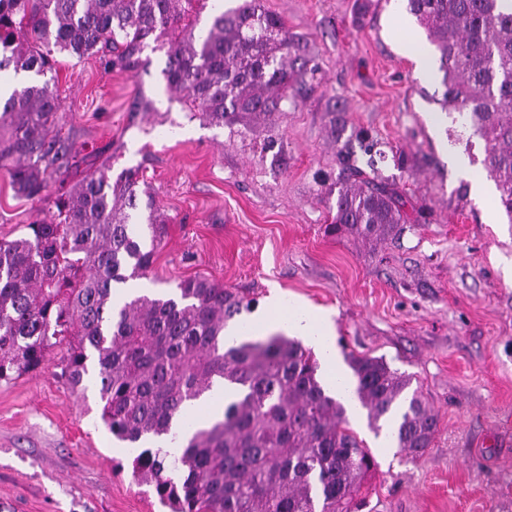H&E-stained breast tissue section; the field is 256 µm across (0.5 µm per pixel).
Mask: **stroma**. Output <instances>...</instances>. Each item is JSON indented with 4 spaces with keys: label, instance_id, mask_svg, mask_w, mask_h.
<instances>
[{
    "label": "stroma",
    "instance_id": "obj_1",
    "mask_svg": "<svg viewBox=\"0 0 512 512\" xmlns=\"http://www.w3.org/2000/svg\"><path fill=\"white\" fill-rule=\"evenodd\" d=\"M399 0H264L310 57L302 97L265 118L218 127L166 89L165 52L138 74L92 57H58L62 132L78 160L137 170L169 221L144 294L207 276L256 298L328 313L339 368L381 357L410 375L437 418L415 456L381 447L364 419L351 428L376 467L361 496L370 512H512V220L483 204L447 151L485 143L440 113V79L423 76L407 40L425 31ZM426 219L368 243L330 229L339 185L363 159ZM52 198H18L0 175V240L49 218ZM95 374L71 386L56 363L0 381V501L23 512H162L132 482L125 443L101 420Z\"/></svg>",
    "mask_w": 512,
    "mask_h": 512
}]
</instances>
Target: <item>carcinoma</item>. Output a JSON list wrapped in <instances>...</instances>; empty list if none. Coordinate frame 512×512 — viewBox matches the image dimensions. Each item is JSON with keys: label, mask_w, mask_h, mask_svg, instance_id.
Instances as JSON below:
<instances>
[{"label": "carcinoma", "mask_w": 512, "mask_h": 512, "mask_svg": "<svg viewBox=\"0 0 512 512\" xmlns=\"http://www.w3.org/2000/svg\"><path fill=\"white\" fill-rule=\"evenodd\" d=\"M195 0H0V70L43 76L56 54L96 56L137 73L147 48L166 49L167 91L215 126L239 113L279 110L304 84L302 45L262 0H237L205 29ZM439 53L442 106L485 141L482 160L512 221V0H406ZM51 81L0 103V171L16 195L42 198L48 176L70 179L48 220L0 242V381L42 368L61 348L74 387L97 364L102 420L136 451L133 479L169 512H359L365 475L377 465L348 427L347 407L326 392L313 349L288 336L224 344V330L252 301L204 275L177 293L115 299L113 285L144 278L167 217L135 171L87 173L61 137ZM393 183L359 166L339 189L336 231L381 238L412 219ZM147 214L146 248L134 220ZM349 395L378 435L410 378L379 357H346ZM222 384L224 407L205 427L187 409ZM189 429L173 460L147 442ZM437 421L414 396L394 432L399 451L429 447Z\"/></svg>", "instance_id": "1"}]
</instances>
